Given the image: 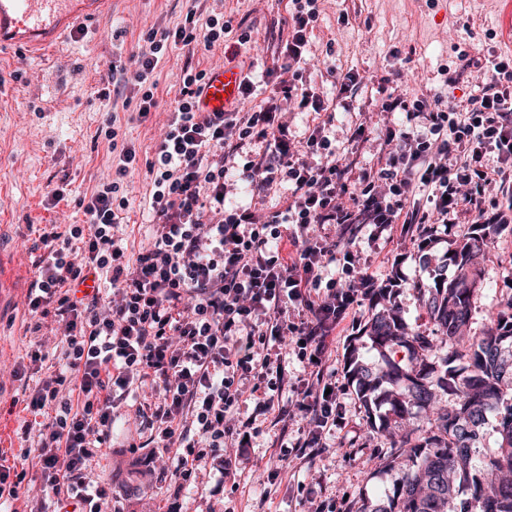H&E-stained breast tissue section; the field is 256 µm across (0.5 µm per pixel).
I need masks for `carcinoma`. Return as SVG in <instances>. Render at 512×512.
I'll use <instances>...</instances> for the list:
<instances>
[{"label":"carcinoma","mask_w":512,"mask_h":512,"mask_svg":"<svg viewBox=\"0 0 512 512\" xmlns=\"http://www.w3.org/2000/svg\"><path fill=\"white\" fill-rule=\"evenodd\" d=\"M507 224H473L416 284L430 327L409 325L393 285L376 288L372 314L346 347L348 382L369 426L385 438L381 468L400 477L356 512H512V294L492 324L471 331L483 286L474 258ZM378 360H365L359 340ZM419 412L426 426L409 428ZM497 450L479 453L488 428ZM470 498L457 502L459 490Z\"/></svg>","instance_id":"cac0c4a2"}]
</instances>
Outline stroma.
<instances>
[{
  "label": "stroma",
  "instance_id": "obj_1",
  "mask_svg": "<svg viewBox=\"0 0 512 512\" xmlns=\"http://www.w3.org/2000/svg\"><path fill=\"white\" fill-rule=\"evenodd\" d=\"M502 0H320V14L308 46L306 72L328 99L337 95L336 80L358 72L361 88L353 111L336 108L330 134L337 147L351 146L360 164L376 163L383 153L380 131L385 124L402 123L404 115L382 112L381 80L394 76L400 90L411 95H439L464 100L469 89L448 83L447 71L461 58L507 54L503 44ZM290 0H113L112 13L88 24L59 50L41 58L22 52L0 54V250L27 271V279L8 289L0 300V462L35 477L32 456L36 436L21 426L31 392L14 370L26 361L33 343L27 327L32 316L27 295L44 254L41 237L65 232L69 225H85L89 217L82 201L102 182L111 180L113 144L134 146L139 164L128 179L131 206L123 214V230L131 252L147 244V213L143 198L149 179L145 163L153 159L168 112L179 96V77L186 59L200 67H223L230 56L255 62L258 69L276 63L273 45L288 36ZM223 13L233 31L222 46L169 48L154 73L156 109L138 115L139 94L127 86L122 100L105 99L108 64L129 66L150 30L174 27L188 10ZM249 31L251 40L238 45L237 35ZM115 109L120 126L116 143L100 129L108 109ZM364 135L352 139L356 124ZM65 185L62 200L52 192ZM467 222L410 225L406 237L387 246L359 232L355 248L379 285L396 282L397 301L409 324L422 323L415 291L428 271L419 261L417 240L434 238L435 254H443L449 240H461ZM484 282L473 308L474 330L487 327L503 297L512 294V234L494 236L482 263ZM374 308L368 297L355 303L344 331L332 344L328 371L336 383V402L342 421L326 434L321 447L289 456L281 480L270 476L280 465L274 440L292 443L306 435V420L295 407L296 396L283 391L281 403L290 405L285 426L262 422L247 447L236 449L237 475H223L218 463H203L191 484L174 493L150 449L130 451L128 436L138 423L127 417L114 431L111 448L97 469L111 486L124 512H356L362 498L375 497L391 487L394 473L381 469V442L371 432L363 407L349 386L343 369L348 340L356 336Z\"/></svg>",
  "mask_w": 512,
  "mask_h": 512
}]
</instances>
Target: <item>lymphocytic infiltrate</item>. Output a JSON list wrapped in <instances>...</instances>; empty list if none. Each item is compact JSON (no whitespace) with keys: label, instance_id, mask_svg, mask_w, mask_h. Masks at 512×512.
<instances>
[{"label":"lymphocytic infiltrate","instance_id":"lymphocytic-infiltrate-1","mask_svg":"<svg viewBox=\"0 0 512 512\" xmlns=\"http://www.w3.org/2000/svg\"><path fill=\"white\" fill-rule=\"evenodd\" d=\"M291 30L271 91L246 112H201L207 70L185 66L154 158L148 161V245L131 254L121 232L130 200L125 179L136 151L123 147L112 180L88 198L91 235L70 225L66 238L42 235L46 250L27 297L40 332L54 317L59 368L36 386L28 409L38 417L36 457L41 495L30 512H112L107 483L92 465L110 446L114 424L140 421L143 447L165 449L164 471L175 491L191 483L206 458L232 465L256 415L286 407L276 394L291 388L309 420L307 444L336 426V396L324 377L331 336L375 279L351 242L311 235L312 225H371L373 238L394 224L447 223L465 213L476 224H511L490 210L486 193L512 179V57L466 60L455 81L472 84L461 103L389 92L383 111L405 113L406 128L386 127L383 161L360 164L338 149L321 115L331 104L303 77L318 0H291ZM223 13L188 11L175 27L149 32L131 56L129 80L141 97L138 114L156 106L153 74L170 46L223 44ZM313 115L296 139L284 106ZM238 170L254 196L286 189L281 205L235 204L226 178ZM94 274L90 295L75 284ZM312 364L290 382L283 348ZM151 399L136 403L140 388Z\"/></svg>","mask_w":512,"mask_h":512}]
</instances>
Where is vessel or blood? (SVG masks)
Segmentation results:
<instances>
[{
	"instance_id": "obj_1",
	"label": "vessel or blood",
	"mask_w": 512,
	"mask_h": 512,
	"mask_svg": "<svg viewBox=\"0 0 512 512\" xmlns=\"http://www.w3.org/2000/svg\"><path fill=\"white\" fill-rule=\"evenodd\" d=\"M112 0H0V51L25 49L45 55L81 25L107 14ZM240 71L225 66L210 72L199 106L206 112H228L239 103Z\"/></svg>"
}]
</instances>
